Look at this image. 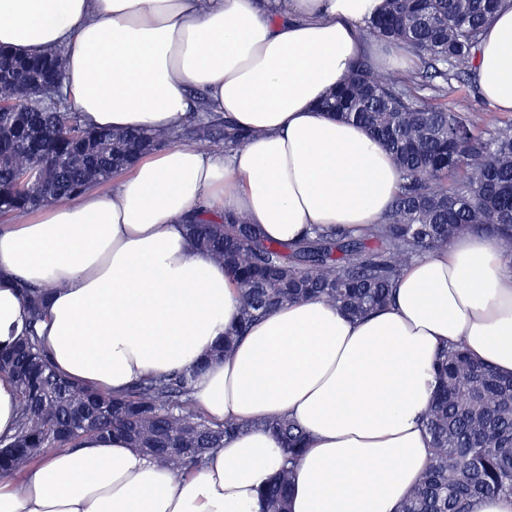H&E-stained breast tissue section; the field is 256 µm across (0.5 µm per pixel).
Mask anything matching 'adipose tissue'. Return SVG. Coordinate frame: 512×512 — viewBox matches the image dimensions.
Listing matches in <instances>:
<instances>
[{"label": "adipose tissue", "mask_w": 512, "mask_h": 512, "mask_svg": "<svg viewBox=\"0 0 512 512\" xmlns=\"http://www.w3.org/2000/svg\"><path fill=\"white\" fill-rule=\"evenodd\" d=\"M385 0H0V46L63 49V91L91 127L179 130L199 109L250 137L228 150L178 145L141 159L112 189L45 205L0 229V344L22 331L18 283L53 287L37 331L56 371L118 395L149 374L197 369L208 419L240 430L198 470L158 467L90 434L23 475L0 473V512H263L284 460L265 420L307 436L288 512H398L431 458L422 416L438 349L459 343L512 375V262L465 232L408 263L391 305L350 318L319 300L254 322L208 360L240 309L238 284L185 234L188 215H244L290 244L313 227L366 235L403 181L361 126L319 110L353 62L417 54L365 37ZM477 92L512 112V0L471 62Z\"/></svg>", "instance_id": "1"}]
</instances>
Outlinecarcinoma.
Masks as SVG:
<instances>
[{
	"instance_id": "cac0c4a2",
	"label": "carcinoma",
	"mask_w": 512,
	"mask_h": 512,
	"mask_svg": "<svg viewBox=\"0 0 512 512\" xmlns=\"http://www.w3.org/2000/svg\"><path fill=\"white\" fill-rule=\"evenodd\" d=\"M499 0H387L367 27L375 41L418 54L421 86H465L483 29ZM64 52L19 57L0 49V213L21 217L47 199L68 200L124 172L137 156L172 143L171 133L87 128L65 103L41 101L46 75L61 79ZM321 110L366 127L404 174L384 223L368 237L315 228L288 245L267 242L238 214L190 217L195 246L224 264L240 284L239 315L221 352L274 308L323 298L353 317L389 304L403 267L444 248L463 231L493 235L512 256V122L493 129L478 111H459L386 77L366 59ZM187 134L249 138L231 120L199 112ZM31 321L27 334L0 350V373L17 386L16 433L0 438V470L22 472L46 448H77L90 432L115 433L174 472L201 467L239 425L207 420L193 405V370L144 378L119 396L84 390L56 375L34 324L50 292L18 284ZM439 386L423 417L433 457L399 512H469L484 495H512V376L472 360L458 345L441 348ZM283 443L286 467L261 490L264 512H288L291 466L305 451L303 431L286 418L264 421Z\"/></svg>"
}]
</instances>
